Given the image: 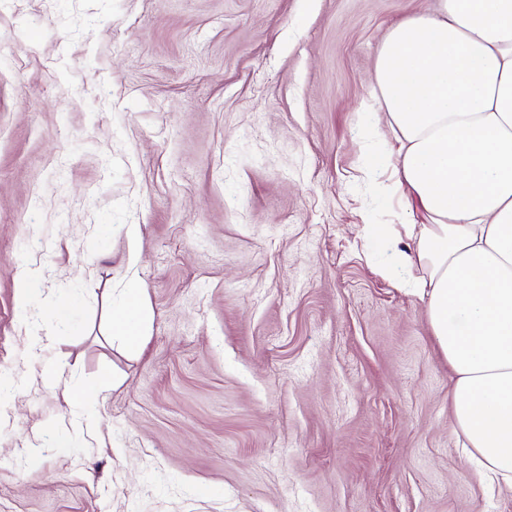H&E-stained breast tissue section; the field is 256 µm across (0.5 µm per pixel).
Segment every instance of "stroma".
Wrapping results in <instances>:
<instances>
[{
  "label": "stroma",
  "mask_w": 512,
  "mask_h": 512,
  "mask_svg": "<svg viewBox=\"0 0 512 512\" xmlns=\"http://www.w3.org/2000/svg\"><path fill=\"white\" fill-rule=\"evenodd\" d=\"M435 4L0 0V512H512L457 445L424 303L358 234L403 217L366 172L377 48ZM128 288L139 354L107 329ZM51 365L116 379L100 436ZM41 279V271L37 268H28L19 273L16 282V296L23 309H27L33 299L41 292Z\"/></svg>",
  "instance_id": "35a3bbf8"
}]
</instances>
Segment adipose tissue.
Returning a JSON list of instances; mask_svg holds the SVG:
<instances>
[{"label": "adipose tissue", "instance_id": "1", "mask_svg": "<svg viewBox=\"0 0 512 512\" xmlns=\"http://www.w3.org/2000/svg\"><path fill=\"white\" fill-rule=\"evenodd\" d=\"M384 191L419 219L385 236L448 362L453 431L483 475L512 486V0H438L393 24L374 59ZM144 291L111 311L133 352Z\"/></svg>", "mask_w": 512, "mask_h": 512}]
</instances>
